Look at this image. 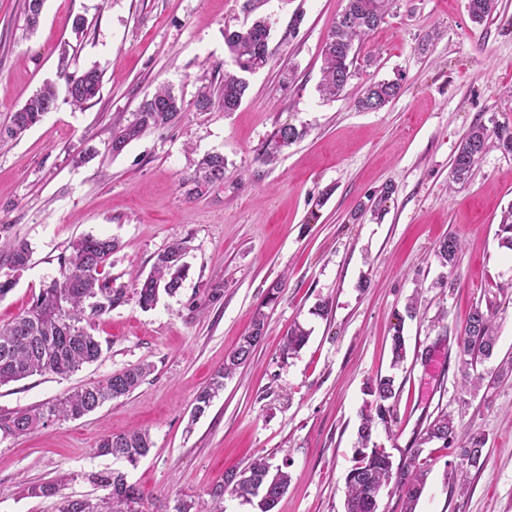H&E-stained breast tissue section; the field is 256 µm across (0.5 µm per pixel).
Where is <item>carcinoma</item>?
Instances as JSON below:
<instances>
[{"label":"carcinoma","instance_id":"carcinoma-1","mask_svg":"<svg viewBox=\"0 0 512 512\" xmlns=\"http://www.w3.org/2000/svg\"><path fill=\"white\" fill-rule=\"evenodd\" d=\"M392 0H347L342 14L336 19L325 39L322 55L323 67L320 90L329 97L340 95L354 75L356 62L355 41L378 28L385 19ZM496 8V0H468L470 19L478 24L488 20ZM270 27L262 18L250 25L224 35L225 45L237 69L226 72L218 89L203 87L199 90L195 106L207 111L218 104L226 112H233L248 95V75L264 68L270 59L268 42ZM59 77L66 85L68 102L83 108L100 92L102 75L94 67L81 73L61 70ZM399 80H383L369 84L357 99V107L365 112L381 110L400 93ZM54 84L46 83L30 96L25 104L11 115L10 123L0 128V138H17L38 124L56 107ZM183 110L182 97L173 87L163 84L144 99L132 120L112 135V152L118 153L143 132L175 123ZM305 136V130L293 124L280 126L263 147L261 157L265 162L273 161L283 150ZM496 139L506 151L512 152V129L501 127L494 132L482 124L472 126L463 136L452 162L454 181L465 182L472 174L476 163L485 151L490 139ZM224 179V156L208 154L202 158L191 179L190 195H199L202 188ZM500 245L512 250V208L503 212L498 224ZM118 244L111 238L82 236L68 246V253L59 257L60 277L40 289L31 306L13 322L0 326V386L19 381L35 374L50 373L68 376L84 365L98 360L102 348L98 339L88 331L87 323L94 316L103 315L125 304L134 296L144 309L152 308L160 293L176 292L185 276L187 247L175 242L159 252L150 273L143 277L137 273L131 277V288L115 286L106 271L112 253ZM462 243L450 236L440 243L438 255L442 265L454 268ZM31 260V249L25 241L0 242V266L18 272L25 269ZM496 311L492 307L475 308L468 319L462 338V367L465 379H470L469 370L477 360L492 354L496 341ZM266 324V313L258 309L251 327L240 337L237 345L224 357V366L217 370L210 382L195 396L192 417L203 415L213 398L224 388V379L252 358L260 344ZM309 332L301 326L288 335L283 352L291 354L301 349L308 340ZM392 366H398L406 358V344L402 323L394 326L392 335ZM149 373V368L137 366L112 373L103 383L84 387L65 398L42 409L24 410L0 415V435L19 437L27 435L45 425L51 419H79L101 407L105 402L133 393ZM373 397L369 409L361 416L358 428L361 448L357 449L356 464L346 476V498L344 512H377L378 498L384 486L395 482L405 499V512H415L420 498L425 470L419 457L420 446L441 442L448 446L454 438V418L445 412L438 414L425 428L418 447L411 449L408 459L395 467L385 449L372 441L376 421L390 419L395 398L394 378L379 376L368 387ZM485 439L474 436L462 452V463L466 468L480 470L485 463L483 448ZM151 448L147 432L133 430L119 435H107L98 442V451L136 466ZM68 481V476L23 487V493L33 498L59 497V492ZM94 481L110 489L107 497L92 501L59 497L57 512H141L138 508V488L128 483L125 473L114 471L98 475ZM290 475L272 465L264 456L253 460L248 468L224 477V482L214 485L209 496L211 502L199 508L194 504L177 500L172 512H223L224 494L258 499L260 512H272L279 499L288 489Z\"/></svg>","mask_w":512,"mask_h":512}]
</instances>
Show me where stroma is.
Listing matches in <instances>:
<instances>
[{
    "mask_svg": "<svg viewBox=\"0 0 512 512\" xmlns=\"http://www.w3.org/2000/svg\"><path fill=\"white\" fill-rule=\"evenodd\" d=\"M244 0H45L29 27L25 0H0V127L60 65L95 67L102 89L84 108L59 103L20 138L0 141V237L25 240L32 257L0 299L13 321L60 275L59 258L82 235L115 239L117 283L149 273L156 254L185 242L187 275L155 306L136 299L94 318L100 358L68 377L36 374L0 386V412L38 408L112 373L148 365L129 396L78 420H55L0 437V512H56L57 498L21 495V482L72 474L62 490L97 499L93 475L117 470L136 484L142 512L176 499L203 500L226 472L254 457L291 475L273 512H344L345 479L377 376L393 375V417L372 439L393 463L408 457L427 424L454 416L457 444L422 447L428 469L415 512H512V251L497 230L512 206V153L490 145L472 176L452 180L468 129L512 127V0L484 25L468 0H393L365 36L342 97L319 90L322 47L346 0H261L270 23L268 65L250 78L237 111L196 110L204 85L233 62L225 31L251 21ZM83 18L74 31V18ZM401 78L377 112L356 101L373 81ZM183 99L180 119L145 131L120 152L112 133L160 83ZM285 123L304 138L270 163L262 148ZM209 153L224 180L188 195L187 179ZM458 236L455 268L440 243ZM277 301L263 306L269 285ZM327 314H318L319 303ZM493 306L497 344L466 385L457 338L470 312ZM265 335L251 361L224 382L204 415L194 397L223 366L257 308ZM407 357L391 366L394 324ZM307 343L286 357L295 325ZM132 429L153 446L137 466L98 455V441ZM485 440L482 470L461 473L460 444ZM468 487H461V479Z\"/></svg>",
    "mask_w": 512,
    "mask_h": 512,
    "instance_id": "35a3bbf8",
    "label": "stroma"
}]
</instances>
